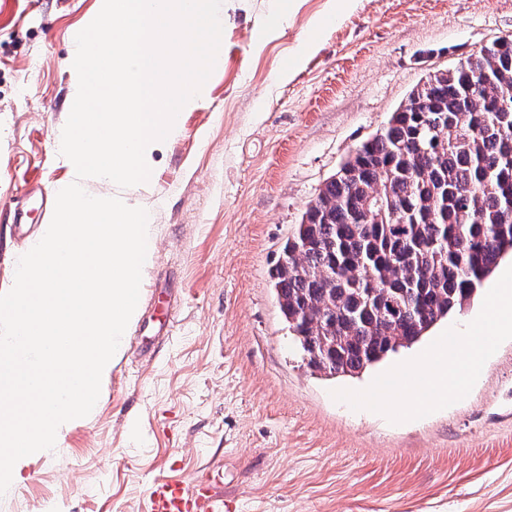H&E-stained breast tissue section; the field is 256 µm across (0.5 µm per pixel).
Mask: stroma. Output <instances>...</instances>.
<instances>
[{
    "label": "stroma",
    "mask_w": 512,
    "mask_h": 512,
    "mask_svg": "<svg viewBox=\"0 0 512 512\" xmlns=\"http://www.w3.org/2000/svg\"><path fill=\"white\" fill-rule=\"evenodd\" d=\"M232 0L221 63L148 182L84 180L148 210L140 312L88 416L27 456L0 512H146L149 483L209 477L229 512H512V335L465 392L418 414L372 400L397 366L476 320L461 310L359 374L301 361L272 288L320 189L429 74L512 36V0ZM99 0H0V293L75 177L55 138L73 42ZM318 42L284 77L302 40ZM28 205L24 225L15 205Z\"/></svg>",
    "instance_id": "obj_1"
}]
</instances>
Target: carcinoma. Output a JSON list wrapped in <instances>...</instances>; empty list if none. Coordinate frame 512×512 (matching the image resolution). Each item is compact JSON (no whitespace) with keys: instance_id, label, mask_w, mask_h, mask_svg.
<instances>
[{"instance_id":"obj_1","label":"carcinoma","mask_w":512,"mask_h":512,"mask_svg":"<svg viewBox=\"0 0 512 512\" xmlns=\"http://www.w3.org/2000/svg\"><path fill=\"white\" fill-rule=\"evenodd\" d=\"M512 252V36L392 113L309 205L273 273L310 369L354 374L421 338Z\"/></svg>"}]
</instances>
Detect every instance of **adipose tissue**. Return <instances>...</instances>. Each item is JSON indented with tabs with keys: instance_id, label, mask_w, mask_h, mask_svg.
I'll list each match as a JSON object with an SVG mask.
<instances>
[{
	"instance_id": "obj_1",
	"label": "adipose tissue",
	"mask_w": 512,
	"mask_h": 512,
	"mask_svg": "<svg viewBox=\"0 0 512 512\" xmlns=\"http://www.w3.org/2000/svg\"><path fill=\"white\" fill-rule=\"evenodd\" d=\"M512 334V276L489 301L468 330L455 336L449 347L426 353L404 371L386 394V401L402 400L405 408L418 410L435 398L460 391L478 371L483 356L500 336Z\"/></svg>"
}]
</instances>
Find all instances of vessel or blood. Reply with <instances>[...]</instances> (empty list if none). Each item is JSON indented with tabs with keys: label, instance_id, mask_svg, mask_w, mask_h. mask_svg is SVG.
<instances>
[{
	"label": "vessel or blood",
	"instance_id": "vessel-or-blood-1",
	"mask_svg": "<svg viewBox=\"0 0 512 512\" xmlns=\"http://www.w3.org/2000/svg\"><path fill=\"white\" fill-rule=\"evenodd\" d=\"M226 503L210 483L201 479L186 487L166 478H155L148 489V512H224Z\"/></svg>",
	"mask_w": 512,
	"mask_h": 512
}]
</instances>
